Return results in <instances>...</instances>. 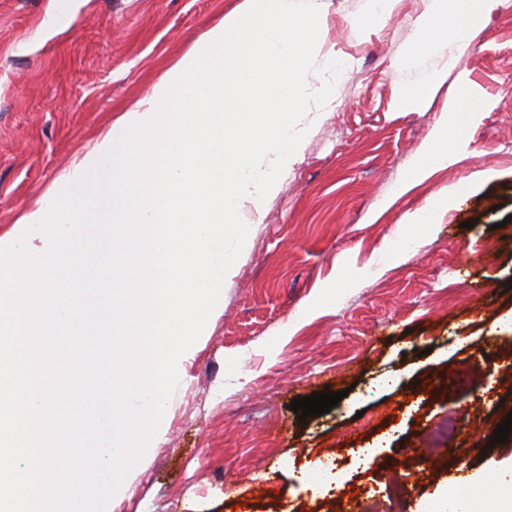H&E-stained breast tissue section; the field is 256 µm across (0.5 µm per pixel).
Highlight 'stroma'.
I'll use <instances>...</instances> for the list:
<instances>
[{
    "label": "stroma",
    "mask_w": 512,
    "mask_h": 512,
    "mask_svg": "<svg viewBox=\"0 0 512 512\" xmlns=\"http://www.w3.org/2000/svg\"><path fill=\"white\" fill-rule=\"evenodd\" d=\"M243 0H0V235ZM430 0H330L315 59L344 69L249 227L162 430L107 512H343L349 490L425 512L466 478L512 480V0L461 45L419 43ZM458 160L409 185L445 109ZM489 173V180L471 177ZM451 207L436 209L448 192ZM435 207L417 230L406 214ZM348 389L298 420L293 399ZM427 459L407 451L448 416ZM381 443V467L354 450ZM334 458L338 482L313 476Z\"/></svg>",
    "instance_id": "stroma-1"
}]
</instances>
